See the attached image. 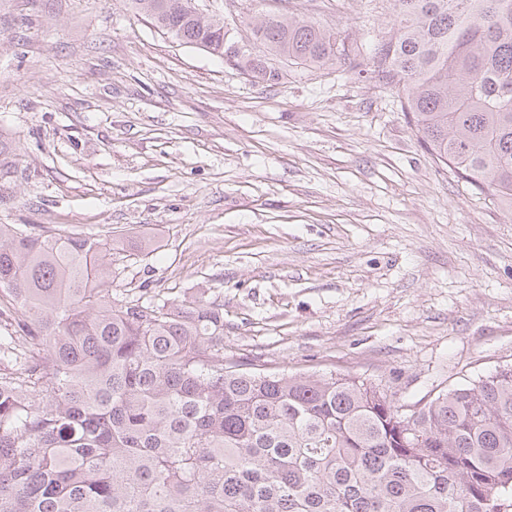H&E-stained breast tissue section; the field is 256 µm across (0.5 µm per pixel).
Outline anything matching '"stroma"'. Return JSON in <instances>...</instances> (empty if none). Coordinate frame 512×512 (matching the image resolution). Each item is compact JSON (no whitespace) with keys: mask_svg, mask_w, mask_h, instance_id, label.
Listing matches in <instances>:
<instances>
[{"mask_svg":"<svg viewBox=\"0 0 512 512\" xmlns=\"http://www.w3.org/2000/svg\"><path fill=\"white\" fill-rule=\"evenodd\" d=\"M238 46L264 17L347 30L266 81L127 0H0V224L117 238L112 296L202 297L224 356L403 403L512 366V211L438 163L357 64L395 0H199Z\"/></svg>","mask_w":512,"mask_h":512,"instance_id":"obj_1","label":"stroma"}]
</instances>
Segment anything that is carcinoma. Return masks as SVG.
Masks as SVG:
<instances>
[{
    "label": "carcinoma",
    "instance_id": "obj_1",
    "mask_svg": "<svg viewBox=\"0 0 512 512\" xmlns=\"http://www.w3.org/2000/svg\"><path fill=\"white\" fill-rule=\"evenodd\" d=\"M224 58L193 0H129ZM362 63L435 159L512 207V0H396ZM267 56L322 66L346 30L257 24ZM112 248L0 224V512H512V366L423 404L352 377L224 363V313L112 300Z\"/></svg>",
    "mask_w": 512,
    "mask_h": 512
}]
</instances>
